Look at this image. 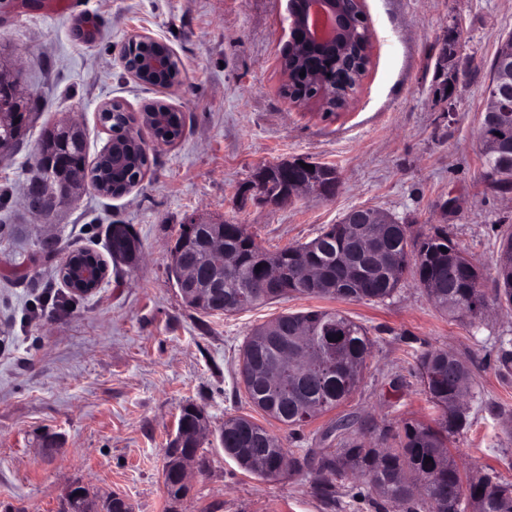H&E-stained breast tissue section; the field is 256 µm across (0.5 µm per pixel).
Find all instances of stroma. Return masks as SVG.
I'll use <instances>...</instances> for the list:
<instances>
[{
    "mask_svg": "<svg viewBox=\"0 0 512 512\" xmlns=\"http://www.w3.org/2000/svg\"><path fill=\"white\" fill-rule=\"evenodd\" d=\"M370 64L346 108L296 106L281 91L285 0H0V51L20 71L38 123L84 125L89 156L110 133L99 107L130 112L161 101L184 118L171 146L149 143L144 178L122 197L84 192L51 216L30 211L24 189L37 131L0 150V512H57L72 481L116 491L134 512H166L165 450L181 408L206 417V473L191 472L182 512H375L365 476L336 478V505L316 495L308 473L265 480L241 471L217 441L226 416L248 414L295 455L337 448V420L351 437L377 443L404 421L438 412L416 374V358L445 349L468 361L475 399L468 426L448 446L469 472L494 469L512 482V374L498 354L512 343L498 259L512 235V192L483 167L480 116L499 42L512 33V0H364ZM461 34L448 64L454 93L440 99L435 64L450 29ZM145 33L180 60L169 89L134 80L121 56ZM307 157L335 165L329 198L285 205L250 186L269 162ZM361 206L393 214L412 235L445 226L477 263L486 308L453 321L412 274L382 302L291 296L230 316L189 307L168 277L181 225L231 220L274 252L318 236ZM133 225L141 255L110 263L103 288L74 295L57 276L62 258L84 247L107 256V227ZM57 245L46 252L38 240ZM342 312L373 341L357 388L335 409L290 429L251 405L239 381L252 329L285 313ZM55 447L43 445L46 435Z\"/></svg>",
    "mask_w": 512,
    "mask_h": 512,
    "instance_id": "1",
    "label": "stroma"
}]
</instances>
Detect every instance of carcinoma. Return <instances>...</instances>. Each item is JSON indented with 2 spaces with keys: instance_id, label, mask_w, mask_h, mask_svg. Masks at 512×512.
<instances>
[{
  "instance_id": "obj_1",
  "label": "carcinoma",
  "mask_w": 512,
  "mask_h": 512,
  "mask_svg": "<svg viewBox=\"0 0 512 512\" xmlns=\"http://www.w3.org/2000/svg\"><path fill=\"white\" fill-rule=\"evenodd\" d=\"M491 80L512 88V34L499 45L491 65ZM181 118L172 115L156 121L157 136L182 135ZM483 156L486 174L494 177L501 190H512V127L482 125ZM66 147L81 159L88 156L86 133H66L58 124L42 129L34 156V177L49 183L55 174L44 163L43 155ZM136 160L128 169L114 171L105 189L107 196L132 184L148 156L135 144L130 145ZM259 192L275 199L288 187L307 179L330 188L340 177L331 165L316 163L314 169L293 166L283 169L273 163L257 171ZM364 232L378 239L381 258L373 260L353 239L351 225L340 220L323 229L309 242L289 245L270 253L262 248L245 225L224 221L219 224H183L170 250L169 273L193 266L201 273L199 292L188 305L203 314L237 313L269 299L278 300L292 293L320 299L365 300L382 302L398 288L409 260H414L415 275L427 295L444 313L465 314L476 318L484 307V293L479 288L480 270L448 237L442 227L420 237L409 234L404 224H366ZM224 239V254L233 258L231 266L218 275L217 259L206 247L209 238ZM109 250L115 262L134 261L140 241L128 224H112L108 232ZM447 252H442V249ZM261 269H256V266ZM320 270L310 278L304 266ZM276 277L279 288L265 298L259 284ZM499 291L512 303V267L499 266ZM288 329L307 328L304 349L313 360L309 373L283 365L285 343L291 336H262L266 325L256 327L242 349L240 378L252 405L286 426H299L317 415L336 408L357 387L365 358L372 345L367 328L338 311L323 309L287 313ZM342 336L333 344L331 336ZM418 374L429 400L441 411L435 426L404 423L384 436L385 448H373L354 439L343 440L339 447L317 456H287L284 449L250 415L224 419V453L239 468L261 478L272 479L271 465L288 459L289 471L315 472L316 493L332 506L336 503L334 479L356 471L369 477L375 493L374 508L384 512L394 503L402 512H464L468 501L464 488L479 499V512H512V482L499 481L494 474L471 476L460 471L447 443L464 429L465 415L448 413V402L461 396V377H473L472 368L457 356L440 349H430L418 357ZM204 423L201 409L184 407L178 428L195 433ZM432 461L427 462L425 458ZM190 488L164 474L167 503L187 496ZM134 512L129 499L117 492L90 493L83 485L68 493L63 512Z\"/></svg>"
}]
</instances>
